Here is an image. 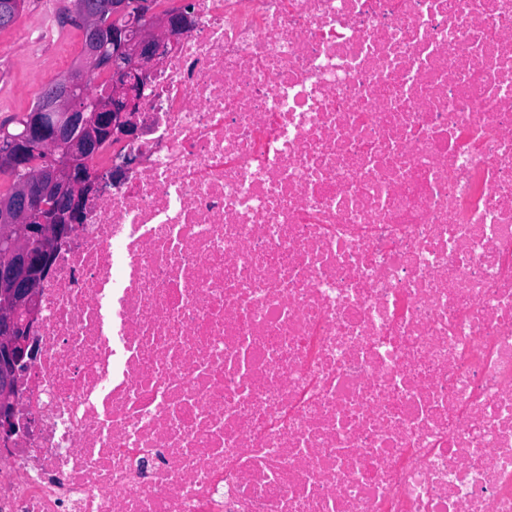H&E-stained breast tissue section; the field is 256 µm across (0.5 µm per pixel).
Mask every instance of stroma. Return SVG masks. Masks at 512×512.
Segmentation results:
<instances>
[{
  "instance_id": "obj_1",
  "label": "stroma",
  "mask_w": 512,
  "mask_h": 512,
  "mask_svg": "<svg viewBox=\"0 0 512 512\" xmlns=\"http://www.w3.org/2000/svg\"><path fill=\"white\" fill-rule=\"evenodd\" d=\"M70 0H26L16 22L0 29V122L28 112L42 89L77 64L82 38L57 19Z\"/></svg>"
}]
</instances>
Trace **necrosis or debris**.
Returning a JSON list of instances; mask_svg holds the SVG:
<instances>
[{
	"label": "necrosis or debris",
	"mask_w": 512,
	"mask_h": 512,
	"mask_svg": "<svg viewBox=\"0 0 512 512\" xmlns=\"http://www.w3.org/2000/svg\"><path fill=\"white\" fill-rule=\"evenodd\" d=\"M133 118L0 512H512V0H194Z\"/></svg>",
	"instance_id": "1"
}]
</instances>
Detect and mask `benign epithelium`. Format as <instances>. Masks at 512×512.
<instances>
[{
	"mask_svg": "<svg viewBox=\"0 0 512 512\" xmlns=\"http://www.w3.org/2000/svg\"><path fill=\"white\" fill-rule=\"evenodd\" d=\"M23 0H0V24L9 25ZM148 0H75L71 15L89 33L90 64L73 70L46 96L21 134L0 151V165L22 174L10 203L0 208V445L16 433L18 390L15 377L34 356L31 330L40 288L82 218L88 199L101 191L98 174L86 158L102 142L134 138L136 112L146 76L164 59L168 44L190 26L183 11L151 16ZM147 21L135 41L127 39L125 20L133 11ZM100 12L112 14V30L95 23ZM107 69L110 87L91 94L92 74Z\"/></svg>",
	"mask_w": 512,
	"mask_h": 512,
	"instance_id": "obj_1",
	"label": "benign epithelium"
}]
</instances>
